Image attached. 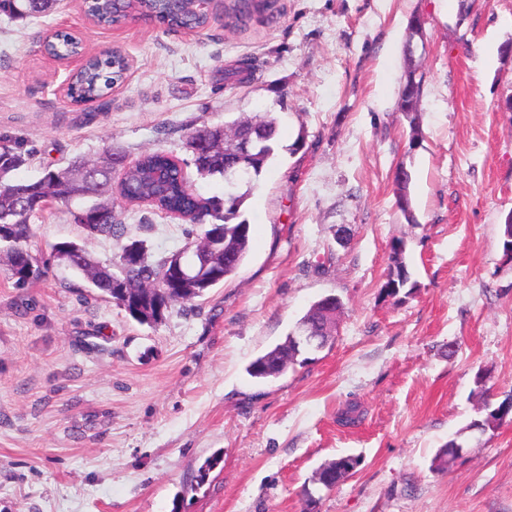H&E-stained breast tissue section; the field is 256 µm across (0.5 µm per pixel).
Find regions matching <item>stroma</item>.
<instances>
[{
    "label": "stroma",
    "mask_w": 512,
    "mask_h": 512,
    "mask_svg": "<svg viewBox=\"0 0 512 512\" xmlns=\"http://www.w3.org/2000/svg\"><path fill=\"white\" fill-rule=\"evenodd\" d=\"M279 7L267 24L228 31L219 15L193 35L138 19L100 28L83 0L0 15V137L36 151L20 177L109 145L187 161L188 132L243 114L271 113L280 130L244 204L248 255L196 308L142 325L50 263L52 244L80 234L62 204L33 220L45 276L19 286L0 261V512H301L306 488L318 512H512V425L466 429L476 376L493 400L512 395V0ZM58 29L131 61L94 119L67 104L66 70L44 52ZM243 57L252 81H219ZM411 58L415 131L397 109ZM400 167L412 224L396 204ZM114 207L153 253L184 246L182 221ZM396 239L413 288L384 298ZM330 293L344 302L332 343L273 383L251 379L250 361ZM351 402L363 415L346 427ZM461 431L464 462L432 471ZM348 454L357 471L323 488L319 468Z\"/></svg>",
    "instance_id": "1"
}]
</instances>
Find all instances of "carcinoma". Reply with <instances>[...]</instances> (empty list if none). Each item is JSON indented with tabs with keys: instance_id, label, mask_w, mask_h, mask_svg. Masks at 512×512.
I'll return each instance as SVG.
<instances>
[{
	"instance_id": "obj_1",
	"label": "carcinoma",
	"mask_w": 512,
	"mask_h": 512,
	"mask_svg": "<svg viewBox=\"0 0 512 512\" xmlns=\"http://www.w3.org/2000/svg\"><path fill=\"white\" fill-rule=\"evenodd\" d=\"M54 2L56 0H0V14L23 20L47 12ZM222 5L225 26L234 30L245 29L252 21L266 14L272 16L277 11V0H224ZM87 15L95 24L105 27L118 25L130 16L155 17L173 32L201 30L211 18V12L199 10L195 0H123L117 6L113 5V0H96ZM51 49L64 58L75 52L76 43L70 34L58 33ZM126 70V58L118 51L91 59L73 77L71 102L80 105L96 102L100 109H105L110 92L114 85L121 83ZM253 73L252 59L244 58L234 67L223 70L221 79L224 84L233 86L250 81ZM421 93V81L403 84L399 101L407 107V115L412 116L417 111ZM232 125L239 127L241 134L251 141L249 166L244 168L241 181L246 191L208 198L193 192L180 159L163 150L145 152L135 163L128 164L125 151L109 146L100 159L79 157L67 168L47 167L37 178L23 179L17 172L27 164L31 151L0 137V243L5 246L3 252L15 283L24 285L46 272L45 265L28 250V244L33 237L31 218L43 213L53 201L69 205L77 199H92L91 204L71 212L85 239H122L125 225L112 204L115 194L132 206L149 207L197 228L195 232H187L191 248L179 272L172 271L167 255L152 253L140 239H129L120 245L113 258L105 261L95 258L84 245L74 241L53 245L55 261L81 274L134 320L157 324L162 317L156 315V308L162 307L167 313L176 302L192 303L204 295L203 289L195 287L196 282L208 280L215 287L236 275L248 253L250 224L243 218V205L252 185L275 158L279 141L277 121L268 113L234 121ZM219 129L221 126H214L207 138L199 136V128L188 136L186 146L201 178L225 179L224 146L215 138ZM404 251V241L399 239L392 243L391 263L381 294L395 297L410 282ZM148 282L155 285V290L143 303V312L137 317L135 301L126 297L123 290L140 288ZM327 323L319 302H314L285 341L255 358L247 367V373L254 379L266 381L281 375L286 363H307L305 354L316 347L297 345L292 337L299 335L307 325L316 335L328 336ZM480 413L481 418L471 421L467 429L484 433L512 423V408L503 401L484 400ZM461 445L459 434L448 439L432 459V469H451ZM360 463L361 459L354 455H342L328 462L323 466L319 484H338L349 472L356 471Z\"/></svg>"
}]
</instances>
